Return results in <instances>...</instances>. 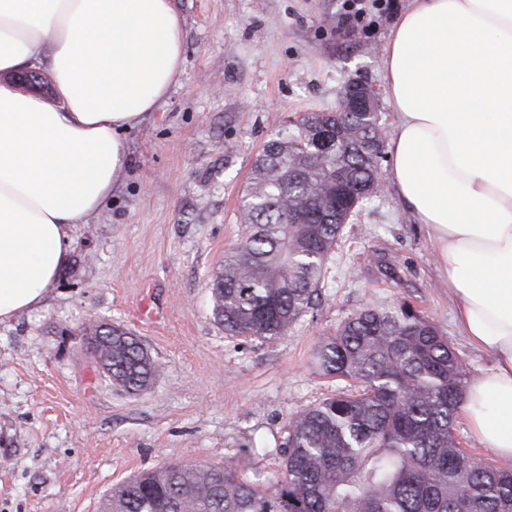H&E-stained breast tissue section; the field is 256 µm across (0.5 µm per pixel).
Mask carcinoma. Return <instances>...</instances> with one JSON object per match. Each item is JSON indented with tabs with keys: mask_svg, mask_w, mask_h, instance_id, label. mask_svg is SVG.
Segmentation results:
<instances>
[{
	"mask_svg": "<svg viewBox=\"0 0 512 512\" xmlns=\"http://www.w3.org/2000/svg\"><path fill=\"white\" fill-rule=\"evenodd\" d=\"M335 135L318 155L311 130ZM383 138L367 112H310L267 142L239 212L241 240L212 277L215 321L272 343L312 308L351 208L370 196ZM109 383L147 391L160 364L131 332L86 322ZM312 363L341 391L292 418L282 477L261 487L236 467L164 464L112 487L110 512H512V469L461 447L454 430L470 368L403 301L368 303L320 340Z\"/></svg>",
	"mask_w": 512,
	"mask_h": 512,
	"instance_id": "cac0c4a2",
	"label": "carcinoma"
}]
</instances>
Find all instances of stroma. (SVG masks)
<instances>
[{
	"label": "stroma",
	"mask_w": 512,
	"mask_h": 512,
	"mask_svg": "<svg viewBox=\"0 0 512 512\" xmlns=\"http://www.w3.org/2000/svg\"><path fill=\"white\" fill-rule=\"evenodd\" d=\"M406 3L382 0L340 27L341 0H175L180 80L125 133L121 188L77 226L45 305L0 326V512H100L113 485L167 462H228L253 435L267 451L237 468L275 481L289 421L337 387L314 369L315 345L370 301H410L472 375L492 366L459 334L428 237L389 186L345 225L319 300L279 340L227 335L210 307L267 141L336 111L351 79L374 89L392 131L381 51ZM91 317L128 328L162 363L147 392L101 380L80 334Z\"/></svg>",
	"instance_id": "obj_1"
}]
</instances>
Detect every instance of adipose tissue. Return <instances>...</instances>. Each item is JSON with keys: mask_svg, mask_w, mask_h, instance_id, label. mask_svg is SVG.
Instances as JSON below:
<instances>
[{"mask_svg": "<svg viewBox=\"0 0 512 512\" xmlns=\"http://www.w3.org/2000/svg\"><path fill=\"white\" fill-rule=\"evenodd\" d=\"M174 0H0V325L42 307L183 65ZM390 183L435 249L455 322L494 365L473 437L512 461V0H410L382 49ZM44 70L53 98L21 91Z\"/></svg>", "mask_w": 512, "mask_h": 512, "instance_id": "adipose-tissue-1", "label": "adipose tissue"}]
</instances>
